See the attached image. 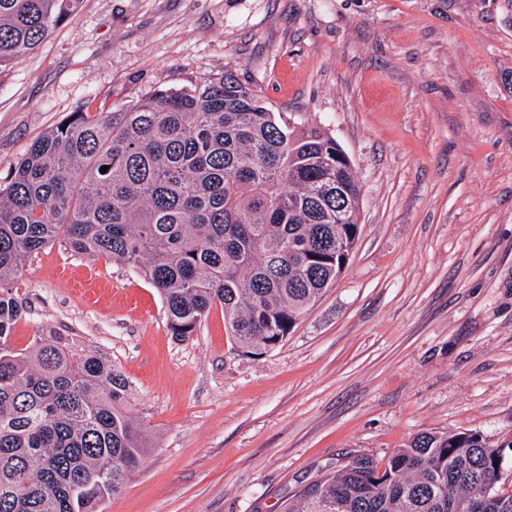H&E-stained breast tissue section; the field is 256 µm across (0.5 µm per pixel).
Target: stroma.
<instances>
[{
  "label": "stroma",
  "instance_id": "stroma-1",
  "mask_svg": "<svg viewBox=\"0 0 512 512\" xmlns=\"http://www.w3.org/2000/svg\"><path fill=\"white\" fill-rule=\"evenodd\" d=\"M231 73L349 155L360 235L285 342L213 309L186 342L138 270L59 247L14 288L12 343L108 357L148 453L104 512H283L349 455L420 433L512 441V0H80L0 66V178L85 104Z\"/></svg>",
  "mask_w": 512,
  "mask_h": 512
}]
</instances>
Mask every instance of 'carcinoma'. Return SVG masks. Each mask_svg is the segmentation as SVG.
Listing matches in <instances>:
<instances>
[{"instance_id": "cac0c4a2", "label": "carcinoma", "mask_w": 512, "mask_h": 512, "mask_svg": "<svg viewBox=\"0 0 512 512\" xmlns=\"http://www.w3.org/2000/svg\"><path fill=\"white\" fill-rule=\"evenodd\" d=\"M78 0H0V65L35 50ZM336 140L273 112L226 74L120 110L82 106L0 181V512H102L146 453L130 383L103 355L50 331L17 350L13 282L55 245L138 269L176 340L215 309L235 343L267 350L336 282L360 227L336 223L339 182L361 188ZM108 167L101 172V167ZM512 442L422 433L379 464L356 455L285 512H512Z\"/></svg>"}]
</instances>
